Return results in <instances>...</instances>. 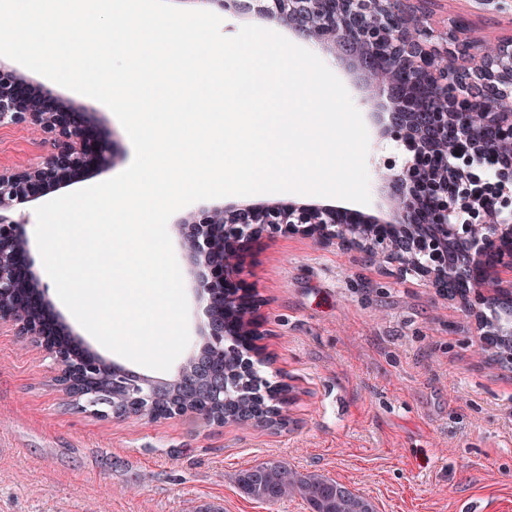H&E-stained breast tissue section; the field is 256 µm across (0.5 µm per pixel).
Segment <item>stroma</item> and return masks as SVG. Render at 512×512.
<instances>
[{"label":"stroma","mask_w":512,"mask_h":512,"mask_svg":"<svg viewBox=\"0 0 512 512\" xmlns=\"http://www.w3.org/2000/svg\"><path fill=\"white\" fill-rule=\"evenodd\" d=\"M475 40L512 34V0H440ZM338 78L377 162L381 139L355 61ZM52 145L0 123V163L31 164ZM240 289L260 296L264 380L290 387L285 429L193 415L153 420L83 411L32 338L0 327V512H307L300 498L259 504L243 469L277 458L370 498L377 512H512V369L480 349L460 305L379 260L280 235L241 257Z\"/></svg>","instance_id":"obj_1"}]
</instances>
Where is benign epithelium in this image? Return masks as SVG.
Segmentation results:
<instances>
[{"instance_id":"1","label":"benign epithelium","mask_w":512,"mask_h":512,"mask_svg":"<svg viewBox=\"0 0 512 512\" xmlns=\"http://www.w3.org/2000/svg\"><path fill=\"white\" fill-rule=\"evenodd\" d=\"M433 0H250L264 18L287 21L306 40L338 51L352 46L373 80L367 100L386 96L391 112L374 113L380 135L406 150L400 174L389 178L393 164L379 171L389 187L399 225L391 228L354 210L296 203L214 206L180 218L183 250L195 261V288L205 301L206 349L224 352V337L243 339L240 371L249 374L264 361L255 343L262 301L238 292L233 282L241 274V255L263 238L281 234L311 238L320 244L340 243L365 248L394 266L430 282L460 301L481 329L498 325L487 312L512 317L511 307H499L512 297V281L499 278L512 272V153L506 154L498 182L491 187L497 205L489 207L470 186L472 156L492 142H512V36L500 39L490 54L485 45L466 36L465 20L444 25L433 19ZM0 122L21 124L51 136L53 152L34 165H0V324L23 336H44L19 309L4 305L16 289L25 288L30 300L47 309L45 292L30 270L25 225L8 214L21 212L36 192L66 183L70 175L90 167L98 173L112 168L113 142L97 128L95 110L64 102L41 84L0 61ZM457 155L448 165L442 159ZM459 211L471 215L460 224ZM497 282V291L483 288ZM59 364V385L97 404L108 392L112 402L148 407L153 418H171L178 407L160 413L167 393L185 388L204 363L192 355V371L184 368L169 380L157 381L117 365L99 363L77 367L65 354L43 344ZM111 373L103 388L93 375Z\"/></svg>"}]
</instances>
